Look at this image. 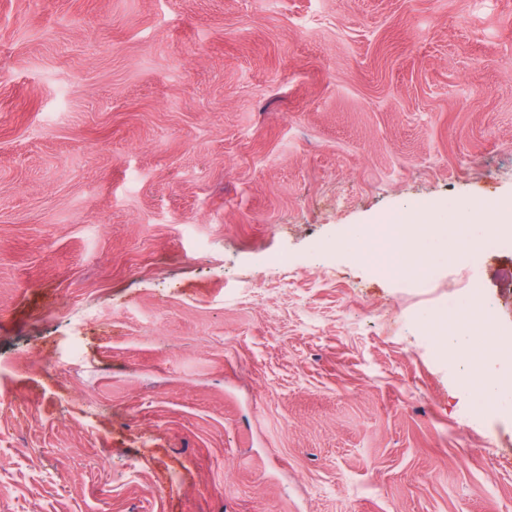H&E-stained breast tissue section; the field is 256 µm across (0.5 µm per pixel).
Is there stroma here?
I'll return each mask as SVG.
<instances>
[{"label":"stroma","mask_w":512,"mask_h":512,"mask_svg":"<svg viewBox=\"0 0 512 512\" xmlns=\"http://www.w3.org/2000/svg\"><path fill=\"white\" fill-rule=\"evenodd\" d=\"M505 200L512 0H0V512H512V236L340 247ZM460 321L468 328L473 336H481L476 342L485 347V349L492 351L496 345L489 342L483 333V330L495 322V316L492 306L485 302L479 295L474 301L472 308L467 312L460 315Z\"/></svg>","instance_id":"1"}]
</instances>
